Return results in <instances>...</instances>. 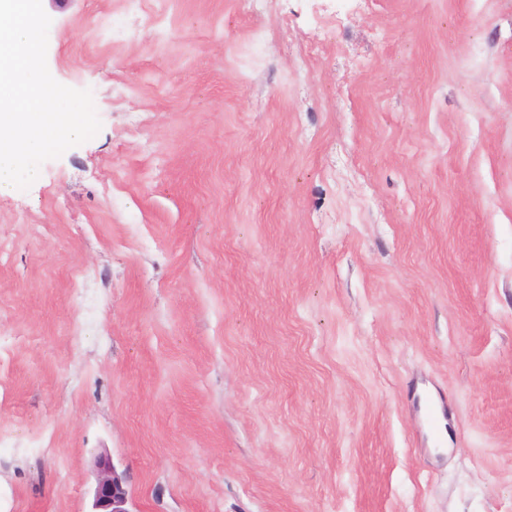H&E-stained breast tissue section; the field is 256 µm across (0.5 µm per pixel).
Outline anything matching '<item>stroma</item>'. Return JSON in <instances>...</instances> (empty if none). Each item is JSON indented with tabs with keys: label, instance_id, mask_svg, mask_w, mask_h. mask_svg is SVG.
<instances>
[{
	"label": "stroma",
	"instance_id": "1",
	"mask_svg": "<svg viewBox=\"0 0 512 512\" xmlns=\"http://www.w3.org/2000/svg\"><path fill=\"white\" fill-rule=\"evenodd\" d=\"M42 5L101 129L0 196V512H512V0ZM96 462L99 474L91 512H132L127 508L130 492L124 474L119 473L105 456L100 455Z\"/></svg>",
	"mask_w": 512,
	"mask_h": 512
}]
</instances>
